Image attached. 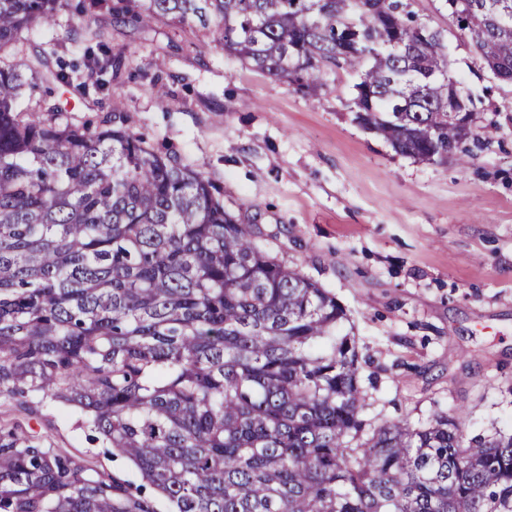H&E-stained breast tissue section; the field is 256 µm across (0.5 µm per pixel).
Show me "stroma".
<instances>
[{
    "mask_svg": "<svg viewBox=\"0 0 512 512\" xmlns=\"http://www.w3.org/2000/svg\"><path fill=\"white\" fill-rule=\"evenodd\" d=\"M61 0L54 25L0 51L11 61L41 48L77 62L50 97L26 92L40 117L80 127L133 129L201 172L224 207L254 225L271 255L335 294L374 377L370 413L419 426L460 407L464 437L512 434V83L485 67L445 0H409L441 34L450 77L476 108L471 163L402 156L354 120L357 76L339 69L316 96L269 78L197 26L147 28ZM103 42L121 67L99 90L82 66ZM121 111H113V101ZM79 411L45 405L33 430L77 449L124 480L136 472L76 430Z\"/></svg>",
    "mask_w": 512,
    "mask_h": 512,
    "instance_id": "stroma-1",
    "label": "stroma"
}]
</instances>
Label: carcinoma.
Masks as SVG:
<instances>
[{
    "label": "carcinoma",
    "mask_w": 512,
    "mask_h": 512,
    "mask_svg": "<svg viewBox=\"0 0 512 512\" xmlns=\"http://www.w3.org/2000/svg\"><path fill=\"white\" fill-rule=\"evenodd\" d=\"M60 0H0V51ZM116 23L170 18L305 95L359 74L354 105L392 149L463 161L444 45L406 0H95ZM512 82V0H462ZM499 26L488 23L490 12ZM357 41L350 47V28ZM64 69L0 60V512H512V434L464 442L465 411L368 416L336 296L262 249L214 186L128 125L62 126L22 92ZM52 401L130 461L136 487L31 432Z\"/></svg>",
    "instance_id": "obj_1"
}]
</instances>
